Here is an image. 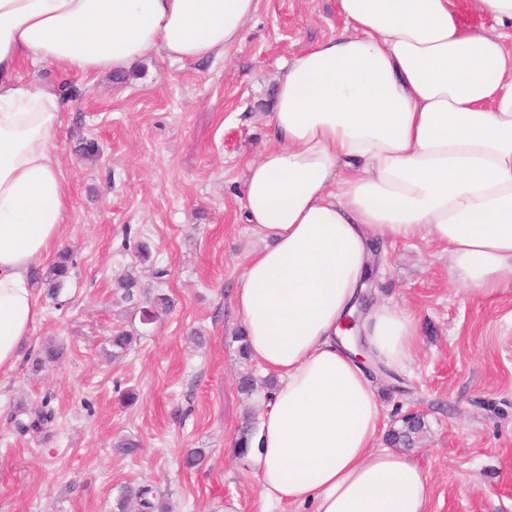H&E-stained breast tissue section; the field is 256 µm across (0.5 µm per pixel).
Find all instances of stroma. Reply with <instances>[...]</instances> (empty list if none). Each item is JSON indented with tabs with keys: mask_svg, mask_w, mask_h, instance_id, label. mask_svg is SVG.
<instances>
[{
	"mask_svg": "<svg viewBox=\"0 0 512 512\" xmlns=\"http://www.w3.org/2000/svg\"><path fill=\"white\" fill-rule=\"evenodd\" d=\"M342 25L338 0H258L222 57L155 55L127 75L80 80L83 96L62 102L73 268L58 299L38 289L43 317L18 368L0 376V512H111L137 483L168 494L176 512H267L256 473L233 454L247 408L264 411L238 389L241 373L263 372L232 340L233 292L262 246L241 193L247 163L270 145L281 65ZM87 141L97 157L80 154ZM128 272L142 293L131 302L118 285ZM372 291L418 320V351L379 391L388 427L424 417L409 454L430 484L427 512H512V286L469 297L450 281L447 254L421 242L383 245ZM157 293L171 308L144 322ZM117 329L136 337L118 358ZM50 341L61 359L32 373ZM46 397L54 423L16 432L14 418ZM125 438L137 455L116 453ZM193 448L206 455L190 468Z\"/></svg>",
	"mask_w": 512,
	"mask_h": 512,
	"instance_id": "1",
	"label": "stroma"
}]
</instances>
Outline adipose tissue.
<instances>
[{
	"mask_svg": "<svg viewBox=\"0 0 512 512\" xmlns=\"http://www.w3.org/2000/svg\"><path fill=\"white\" fill-rule=\"evenodd\" d=\"M339 0L336 36L276 76L273 144L246 168L242 205L261 239L233 297L251 359L274 374L251 445L265 499L285 512H426L408 454L379 445L377 387L355 337L389 368L419 345L412 313L372 305V248L428 241L471 296L512 281V0ZM257 0H0V376L42 317L32 269L63 240L70 205L56 155L61 105L26 63L123 73L152 55L219 58Z\"/></svg>",
	"mask_w": 512,
	"mask_h": 512,
	"instance_id": "obj_1",
	"label": "adipose tissue"
}]
</instances>
